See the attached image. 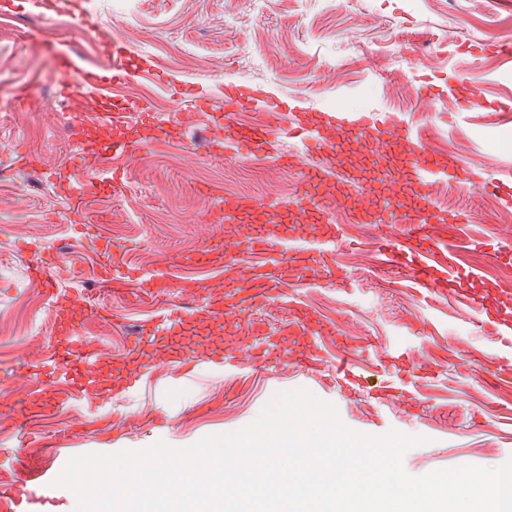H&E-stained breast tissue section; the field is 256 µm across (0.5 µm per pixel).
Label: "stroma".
<instances>
[{"label":"stroma","instance_id":"obj_1","mask_svg":"<svg viewBox=\"0 0 512 512\" xmlns=\"http://www.w3.org/2000/svg\"><path fill=\"white\" fill-rule=\"evenodd\" d=\"M84 8L96 27L72 15H0V481L15 479L20 457L29 471L59 472L91 452L160 440L187 447L246 426L276 393L297 388L334 403L358 432L425 437L404 457L412 475L511 459L493 412L500 394L484 383L479 362L512 351L481 330V310L396 287L384 256L361 244L380 229L403 239L426 211L461 215L439 235L494 308L512 296V279L494 252L512 247V202L456 179L436 183L423 201L406 180L400 136L365 154L357 137L337 135L325 120L336 111L378 119L394 113L449 165L487 183L506 178L512 122L493 107L512 100V57L488 47L512 40V0H84ZM33 25L55 36L81 68L100 60L103 36L145 66L99 93L51 69L40 42L26 36ZM472 82L482 89L481 103L466 111L456 90ZM256 88L270 91L279 111L240 112L232 126L296 120L327 147H339L342 164L326 169L319 188L337 198L334 208L298 199L312 161L301 142L277 134L271 156L247 159L233 140L212 147L225 91ZM117 108L133 114L115 131L98 114ZM184 109L193 111V124L176 120ZM81 111L88 120L76 134L67 115ZM124 140L139 142L140 151L116 152ZM20 147L40 157L38 169L18 163ZM365 194L379 206L376 218L359 216ZM237 197L254 199L258 211L245 218L225 209ZM269 207L280 212L273 241L289 246L292 259L282 266L269 253L266 277L292 286L251 313L227 315L246 287L237 270L248 258L236 245ZM89 224L101 240L124 244L117 270L166 282L158 301L102 297L107 318L90 313L84 300L109 257L82 236ZM337 224L344 227L339 238ZM51 255L61 266L49 294L29 269ZM326 255L347 273V286H336L322 268ZM177 305L187 308L177 335L155 331L158 314ZM305 310L313 321L301 322ZM64 314L74 334L96 341L100 352L77 380L83 398L55 406L41 424L52 444L45 450L31 446L23 411L53 404L66 382ZM394 347L406 351L403 365H391ZM441 347L449 359L436 367L433 387L414 391L413 374ZM345 350L359 375L353 387L333 372ZM220 351L229 362L214 361ZM400 383L407 386L402 396L374 401L376 387ZM99 392L107 401L96 400Z\"/></svg>","mask_w":512,"mask_h":512}]
</instances>
